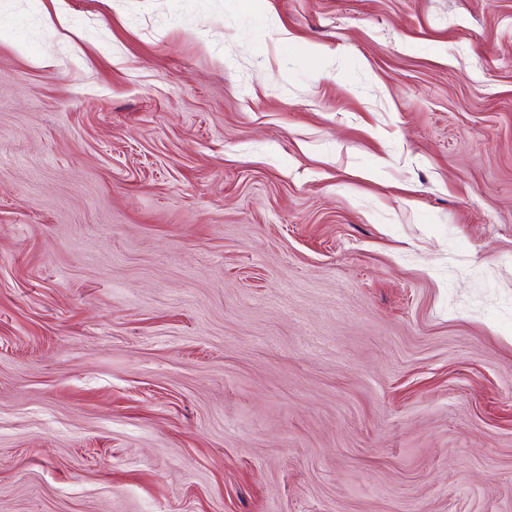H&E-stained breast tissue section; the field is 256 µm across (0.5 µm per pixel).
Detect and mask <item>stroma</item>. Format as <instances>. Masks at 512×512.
<instances>
[{
  "instance_id": "1",
  "label": "stroma",
  "mask_w": 512,
  "mask_h": 512,
  "mask_svg": "<svg viewBox=\"0 0 512 512\" xmlns=\"http://www.w3.org/2000/svg\"><path fill=\"white\" fill-rule=\"evenodd\" d=\"M0 0V512H512V0Z\"/></svg>"
}]
</instances>
